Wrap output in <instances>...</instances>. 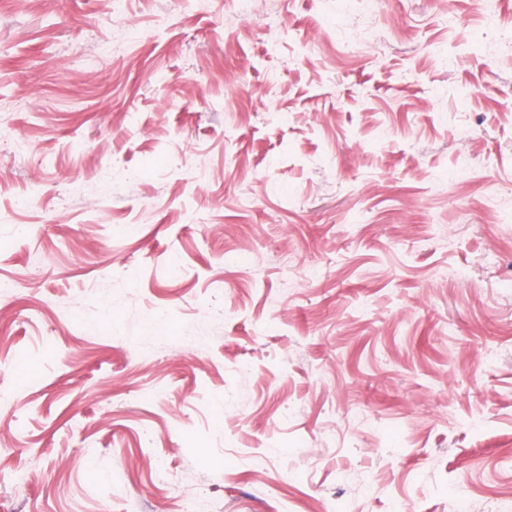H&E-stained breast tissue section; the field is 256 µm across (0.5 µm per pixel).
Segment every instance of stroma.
Segmentation results:
<instances>
[{
    "mask_svg": "<svg viewBox=\"0 0 512 512\" xmlns=\"http://www.w3.org/2000/svg\"><path fill=\"white\" fill-rule=\"evenodd\" d=\"M512 0H0V512H512Z\"/></svg>",
    "mask_w": 512,
    "mask_h": 512,
    "instance_id": "1",
    "label": "stroma"
}]
</instances>
